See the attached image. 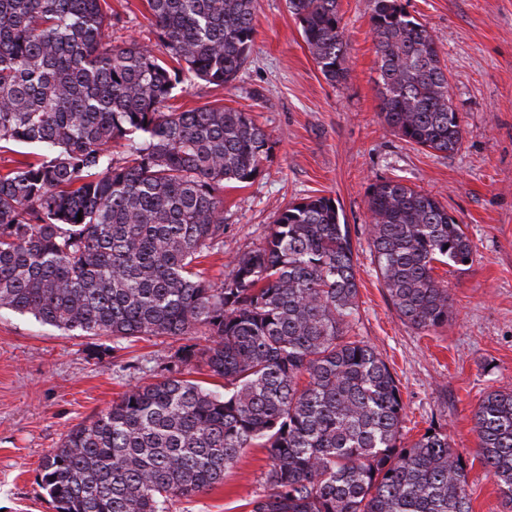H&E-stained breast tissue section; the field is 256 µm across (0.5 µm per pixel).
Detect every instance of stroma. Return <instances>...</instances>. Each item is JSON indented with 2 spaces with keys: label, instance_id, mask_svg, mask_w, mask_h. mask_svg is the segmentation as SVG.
I'll return each instance as SVG.
<instances>
[{
  "label": "stroma",
  "instance_id": "1",
  "mask_svg": "<svg viewBox=\"0 0 512 512\" xmlns=\"http://www.w3.org/2000/svg\"><path fill=\"white\" fill-rule=\"evenodd\" d=\"M121 20L112 44L155 42L146 0H108ZM433 34L465 132L446 156L407 143L379 114L378 57L369 0H339L348 77L328 82L287 0H258L249 63L225 87L175 89L173 110L206 104L249 113L269 135L257 176L224 191V247L200 267L223 281L232 257L259 246L279 209L306 196L335 200L354 246L358 308L350 336L373 345L398 381L407 438L447 434L462 452L472 512H504L477 455L473 413L494 390L512 389V0H402ZM398 178L431 193L474 247L466 270L440 265L447 325L420 330L393 307L369 234L367 195ZM170 337L129 342L70 336L32 316L0 312V512H56L40 476L67 432L129 387L166 376L179 348ZM266 449H246L224 482L170 512H246L263 494Z\"/></svg>",
  "mask_w": 512,
  "mask_h": 512
}]
</instances>
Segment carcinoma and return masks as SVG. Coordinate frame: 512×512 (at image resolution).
Masks as SVG:
<instances>
[{"label":"carcinoma","instance_id":"1","mask_svg":"<svg viewBox=\"0 0 512 512\" xmlns=\"http://www.w3.org/2000/svg\"><path fill=\"white\" fill-rule=\"evenodd\" d=\"M158 46H114L107 0H0V310L81 336L188 339L178 360L224 381L137 384L72 428L40 464L56 512H169L268 450L250 512H471L462 454L441 432L408 442L398 382L348 336L358 286L349 225L325 196L278 211L264 243L219 284L200 258L224 245V186L248 183L269 135L246 112L169 110L179 85L232 83L257 0H146ZM380 115L443 154L463 139L447 67L401 0H370ZM326 80H346L338 0H288ZM123 143L116 164L112 145ZM370 236L389 298L417 329L448 324L440 263L473 246L440 201L399 180L369 188ZM82 221H77V215ZM478 454L512 512V391L474 412Z\"/></svg>","mask_w":512,"mask_h":512}]
</instances>
